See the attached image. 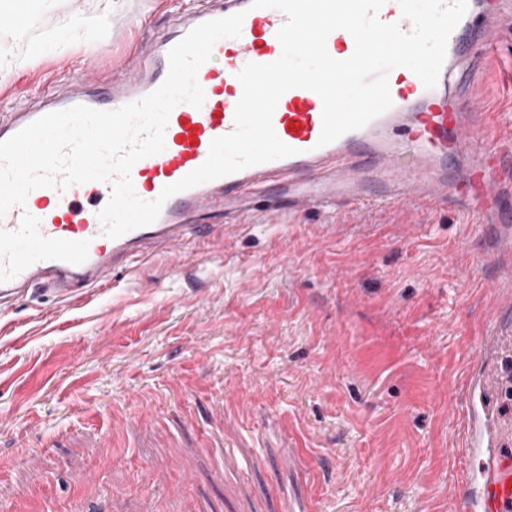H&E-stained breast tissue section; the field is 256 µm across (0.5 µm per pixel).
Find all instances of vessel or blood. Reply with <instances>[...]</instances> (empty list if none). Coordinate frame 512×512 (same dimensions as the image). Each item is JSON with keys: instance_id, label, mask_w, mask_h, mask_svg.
I'll list each match as a JSON object with an SVG mask.
<instances>
[{"instance_id": "obj_1", "label": "vessel or blood", "mask_w": 512, "mask_h": 512, "mask_svg": "<svg viewBox=\"0 0 512 512\" xmlns=\"http://www.w3.org/2000/svg\"><path fill=\"white\" fill-rule=\"evenodd\" d=\"M252 0H218L211 8L177 25L176 33L136 53L106 88L98 70L88 66L68 93L34 111L15 113L0 124V141L52 112L83 105L114 111L154 91L166 78L168 53L195 26L244 13L242 33L224 38L201 65L197 81L201 107L178 104L165 131V149L137 161L131 170L134 190L152 200L162 189L201 166L213 139L234 128L242 96L237 78L246 64L276 61L283 12L252 8ZM504 0H468L451 33L434 88H426L410 69H393L388 78L392 106L363 128L319 145L322 100L315 92L293 88L279 99L272 124L295 155L247 167L170 197L150 225L111 239L99 220L111 189L98 181L66 188L32 190L24 206L0 218V315L11 301L35 286L61 301L79 298L84 289L108 286L114 275L130 271L156 247L194 261L187 239L208 235V224L189 223L190 215L223 217L225 236L243 227L239 203L245 192L274 189L286 210L354 207L375 199L383 204L448 201V165L471 159L465 187L476 203L472 214L482 224L493 257L488 281L487 321L476 338V360L468 374L459 410L462 455L470 464L458 485L453 512H512V225L486 222L505 184H512V133H503L495 115L484 112L478 75L495 38L493 22ZM354 40L343 29L326 40L329 55L349 58Z\"/></svg>"}]
</instances>
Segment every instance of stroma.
<instances>
[{"label":"stroma","instance_id":"35a3bbf8","mask_svg":"<svg viewBox=\"0 0 512 512\" xmlns=\"http://www.w3.org/2000/svg\"><path fill=\"white\" fill-rule=\"evenodd\" d=\"M210 0H66L10 29L21 66L0 116L101 82ZM100 16L92 54L63 40ZM45 54L26 57L31 42ZM485 109L512 116V25L486 61ZM468 198L284 213L161 250L81 301L43 289L0 318V512H451V421L492 272Z\"/></svg>","mask_w":512,"mask_h":512}]
</instances>
